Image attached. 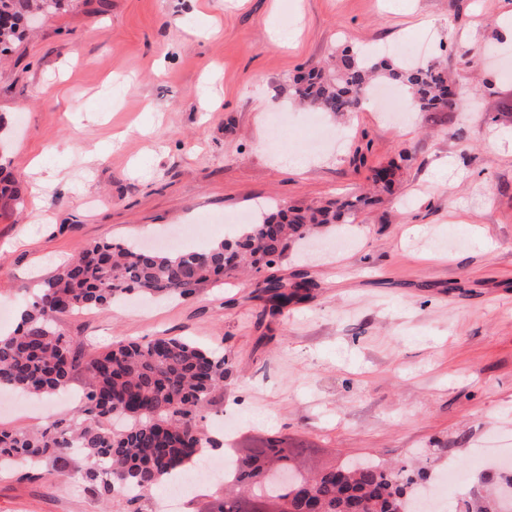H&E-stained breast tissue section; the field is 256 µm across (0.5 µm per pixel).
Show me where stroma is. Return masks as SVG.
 <instances>
[{"instance_id": "1", "label": "stroma", "mask_w": 512, "mask_h": 512, "mask_svg": "<svg viewBox=\"0 0 512 512\" xmlns=\"http://www.w3.org/2000/svg\"><path fill=\"white\" fill-rule=\"evenodd\" d=\"M512 0H73L0 64V164L23 202H0V308L31 300L57 266L100 241L186 247L233 236L260 207L371 192L370 170L407 153L392 193L292 245L271 269L315 284L261 319L259 275L194 295L132 297L62 317L84 357L116 340L181 336L227 370L202 425L206 458L271 439L306 475L350 460L407 464L418 491L463 472L443 512L504 482L512 456ZM465 99L386 121L378 100L348 117L294 102L293 78L343 47L425 35ZM361 162H353L354 153ZM302 167H293L294 159ZM55 395L56 417L76 414ZM55 417L0 408V428ZM66 471L0 473V512H123Z\"/></svg>"}]
</instances>
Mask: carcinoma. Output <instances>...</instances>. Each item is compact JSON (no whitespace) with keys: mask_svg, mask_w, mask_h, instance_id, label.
<instances>
[{"mask_svg":"<svg viewBox=\"0 0 512 512\" xmlns=\"http://www.w3.org/2000/svg\"><path fill=\"white\" fill-rule=\"evenodd\" d=\"M72 0H0V56L26 37L30 17L65 10ZM399 83L419 112H444L456 103L448 84V68L440 58L425 63L394 61L376 51L344 49L334 63L299 75L298 101L332 114L357 111L360 93L380 82ZM390 163L373 170V182L391 189ZM0 199L22 202L21 185L0 167ZM379 202L372 196L330 200L309 207L261 212V218L239 234L197 250L149 252L127 243L103 242L87 248L44 282L27 305L16 330L0 337V389L48 396L65 388L77 373L88 380L74 429L55 425L26 432L0 429V471L20 465L59 468L75 456L90 464L80 480L94 496L109 501L115 492L135 489L125 497L127 512H149V494L159 485L197 464L210 443L197 425L213 392L224 388V357L184 337L116 341L88 360L57 320L83 310L112 307L133 291L158 299L185 297L209 283L239 271L272 267L288 244L308 238L328 224H347L353 213ZM309 281L294 285L274 275L259 288L275 315ZM274 458L288 459L286 449L270 443L232 458L229 484L215 498L214 512H250L241 504L261 497L284 500L283 512H413L405 498L411 483L407 467L379 463L341 466L324 471L293 491L263 477Z\"/></svg>","mask_w":512,"mask_h":512,"instance_id":"1","label":"carcinoma"}]
</instances>
